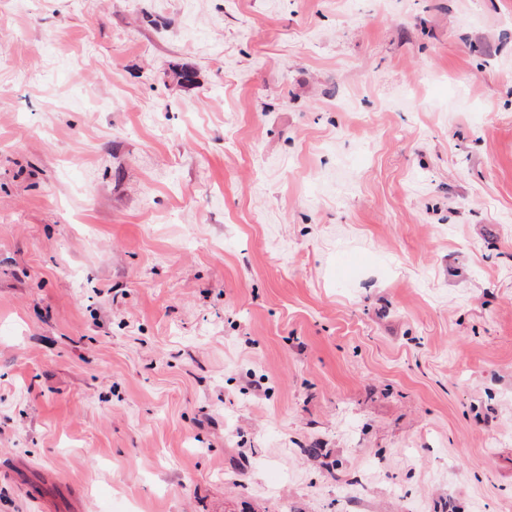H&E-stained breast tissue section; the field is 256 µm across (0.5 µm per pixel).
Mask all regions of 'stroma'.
Wrapping results in <instances>:
<instances>
[{
    "label": "stroma",
    "instance_id": "35a3bbf8",
    "mask_svg": "<svg viewBox=\"0 0 512 512\" xmlns=\"http://www.w3.org/2000/svg\"><path fill=\"white\" fill-rule=\"evenodd\" d=\"M0 512H512V0H0Z\"/></svg>",
    "mask_w": 512,
    "mask_h": 512
}]
</instances>
